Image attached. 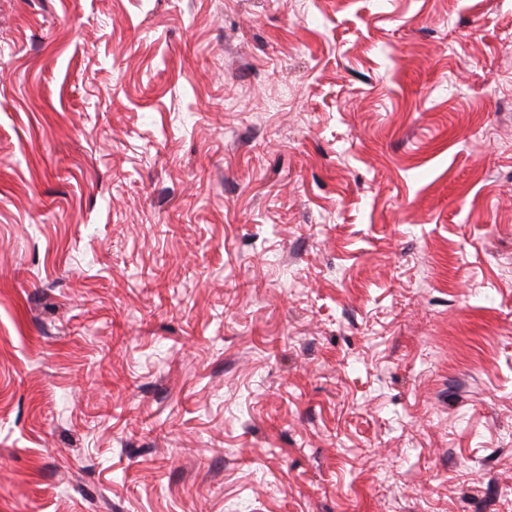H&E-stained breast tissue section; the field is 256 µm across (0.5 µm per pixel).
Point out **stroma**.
<instances>
[{"label": "stroma", "instance_id": "1", "mask_svg": "<svg viewBox=\"0 0 512 512\" xmlns=\"http://www.w3.org/2000/svg\"><path fill=\"white\" fill-rule=\"evenodd\" d=\"M0 512H512V0H0Z\"/></svg>", "mask_w": 512, "mask_h": 512}]
</instances>
